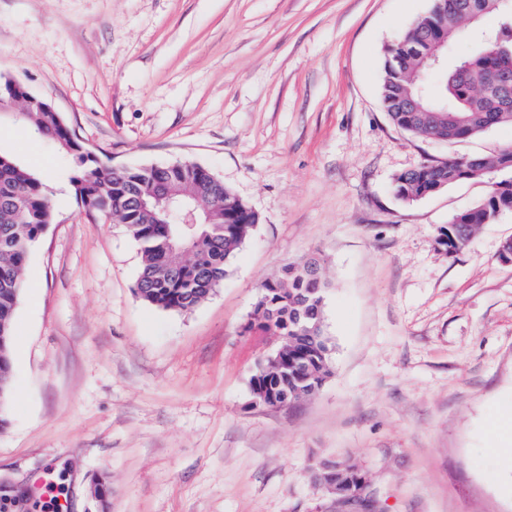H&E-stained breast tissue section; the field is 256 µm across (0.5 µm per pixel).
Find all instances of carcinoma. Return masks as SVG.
<instances>
[{
	"mask_svg": "<svg viewBox=\"0 0 512 512\" xmlns=\"http://www.w3.org/2000/svg\"><path fill=\"white\" fill-rule=\"evenodd\" d=\"M467 0H433L429 15L404 36L384 48L380 98L392 123L415 136L443 138L451 143L483 132L487 122L512 123V102L505 103L492 79H512V4L502 3L495 13L498 25L485 34L473 51L454 58L445 71H430L427 35L452 50L464 37L467 24L459 13ZM411 97L417 111L404 108ZM20 101L14 80L0 79V112L10 111ZM467 118L462 126L448 115ZM30 131L45 140L71 164V185L78 202L91 216L110 217L125 226L138 243L142 263L137 291L148 304L166 310H191L215 291L232 268V262L250 236L259 217L254 210L208 169L191 162L139 167H115L77 142L59 113L45 100L23 104ZM506 150L493 159H482L479 167L462 157L426 163L396 176L397 195L417 201L448 186L483 177L498 169ZM163 188L176 200L196 208V223L184 224L182 213L153 197ZM512 214V166L494 182L489 195L469 209L456 213L441 234L457 253L469 238L453 231L454 224H491ZM54 220L48 188L29 167L0 153V428L13 389L12 350L14 314L24 288V271L32 245ZM185 253L170 251L168 243ZM327 282L322 259L307 256L285 265L278 274L265 278L248 330L273 328L288 339V403H296L316 392L331 375L329 340L324 330ZM338 477L353 492L367 488L363 472L353 465L339 464Z\"/></svg>",
	"mask_w": 512,
	"mask_h": 512,
	"instance_id": "cac0c4a2",
	"label": "carcinoma"
}]
</instances>
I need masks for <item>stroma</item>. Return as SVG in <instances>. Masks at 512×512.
<instances>
[{
  "label": "stroma",
  "instance_id": "stroma-1",
  "mask_svg": "<svg viewBox=\"0 0 512 512\" xmlns=\"http://www.w3.org/2000/svg\"><path fill=\"white\" fill-rule=\"evenodd\" d=\"M432 0H0V75L117 166L194 162L261 218L231 273L189 311L136 293L140 249L84 214L71 169L20 112L0 152L39 159L54 222L15 311L0 428V512H333L324 463L362 470L379 512H512V461L487 419L512 409V214L460 252L437 243L498 173L423 200L393 178L512 148V125L453 143L410 136L379 100L382 48ZM323 259L330 377L252 405L279 344L247 332L258 285ZM111 488L93 495L97 478Z\"/></svg>",
  "mask_w": 512,
  "mask_h": 512
}]
</instances>
